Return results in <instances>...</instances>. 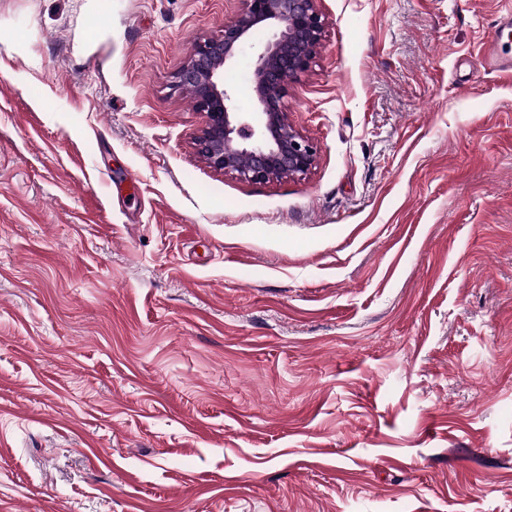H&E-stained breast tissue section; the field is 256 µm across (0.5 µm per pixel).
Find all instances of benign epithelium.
Instances as JSON below:
<instances>
[{
  "label": "benign epithelium",
  "instance_id": "1",
  "mask_svg": "<svg viewBox=\"0 0 512 512\" xmlns=\"http://www.w3.org/2000/svg\"><path fill=\"white\" fill-rule=\"evenodd\" d=\"M326 16L319 0H244L217 38L197 43L177 73V85L193 91L196 109L207 116L194 139L197 152L216 171L262 183L301 178L314 167L316 144L289 119L292 83L309 71L322 45ZM251 90L255 110H239L224 70L257 30Z\"/></svg>",
  "mask_w": 512,
  "mask_h": 512
}]
</instances>
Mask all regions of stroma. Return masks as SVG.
<instances>
[{
	"mask_svg": "<svg viewBox=\"0 0 512 512\" xmlns=\"http://www.w3.org/2000/svg\"><path fill=\"white\" fill-rule=\"evenodd\" d=\"M243 0H0V512H512L500 0H321L317 161L196 152Z\"/></svg>",
	"mask_w": 512,
	"mask_h": 512,
	"instance_id": "1",
	"label": "stroma"
}]
</instances>
